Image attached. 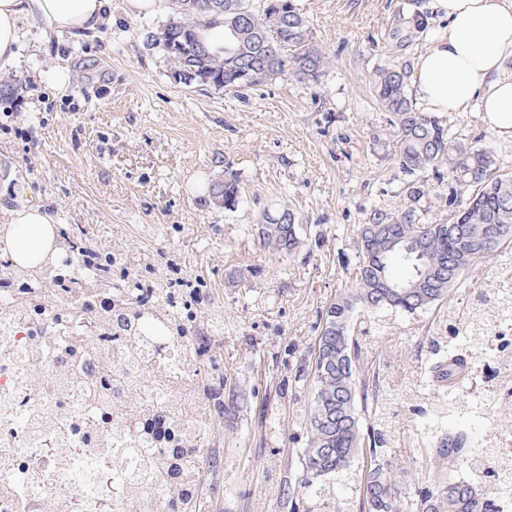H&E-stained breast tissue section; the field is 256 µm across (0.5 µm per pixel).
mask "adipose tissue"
<instances>
[{
    "instance_id": "obj_1",
    "label": "adipose tissue",
    "mask_w": 512,
    "mask_h": 512,
    "mask_svg": "<svg viewBox=\"0 0 512 512\" xmlns=\"http://www.w3.org/2000/svg\"><path fill=\"white\" fill-rule=\"evenodd\" d=\"M444 25L413 64L412 93L431 113L481 112L495 134L512 138V0H437ZM111 0H0V72L17 61L18 28L36 17L47 33H86L106 19ZM0 240L14 264L35 265L56 250L53 219L18 202Z\"/></svg>"
}]
</instances>
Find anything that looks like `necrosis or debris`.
<instances>
[{"mask_svg": "<svg viewBox=\"0 0 512 512\" xmlns=\"http://www.w3.org/2000/svg\"><path fill=\"white\" fill-rule=\"evenodd\" d=\"M35 335L43 348L31 359L27 349ZM61 343L50 319L0 317V512H18L20 496L38 499L48 490L54 498L45 512H167L156 488L131 492L137 473L118 469L111 449L90 445L77 425L104 412L126 420L174 406L176 398L191 396V372L170 356L161 385L150 364L117 359L120 387L92 405L71 380L81 366L63 371ZM32 371L39 385L29 382Z\"/></svg>", "mask_w": 512, "mask_h": 512, "instance_id": "necrosis-or-debris-1", "label": "necrosis or debris"}]
</instances>
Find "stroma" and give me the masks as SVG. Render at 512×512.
Instances as JSON below:
<instances>
[{
  "mask_svg": "<svg viewBox=\"0 0 512 512\" xmlns=\"http://www.w3.org/2000/svg\"><path fill=\"white\" fill-rule=\"evenodd\" d=\"M326 58L315 83L295 77L243 93L172 79L144 44L166 8L145 15L112 0L96 31L46 36L41 20L19 25L18 61L0 76V201L29 199L58 224H79L122 250L129 263H180L203 283L194 332L210 337L222 402L206 432L197 512H295L305 503L294 455L307 442L311 366L320 318L353 286L357 229L376 207L404 198L392 156L394 128L372 96L377 67L411 70L440 25L435 0H297ZM69 75L64 91L51 71ZM455 141L512 162V140L480 113L442 115ZM231 172L235 211L206 189ZM299 217L302 246L263 247L255 225L267 204ZM436 308L381 309L363 325L378 342L368 368L416 374ZM396 390L389 413L398 443L387 456L403 487L434 479L422 418ZM357 458L327 478L338 512H356L369 465Z\"/></svg>",
  "mask_w": 512,
  "mask_h": 512,
  "instance_id": "35a3bbf8",
  "label": "stroma"
}]
</instances>
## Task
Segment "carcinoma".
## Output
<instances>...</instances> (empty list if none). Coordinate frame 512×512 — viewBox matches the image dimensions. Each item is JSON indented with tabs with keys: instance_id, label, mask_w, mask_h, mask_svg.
Listing matches in <instances>:
<instances>
[{
	"instance_id": "cac0c4a2",
	"label": "carcinoma",
	"mask_w": 512,
	"mask_h": 512,
	"mask_svg": "<svg viewBox=\"0 0 512 512\" xmlns=\"http://www.w3.org/2000/svg\"><path fill=\"white\" fill-rule=\"evenodd\" d=\"M168 23L145 33L146 45L162 53L173 74L193 73L191 83L240 93L288 75L317 81L326 61L313 42L308 18L296 0H166ZM224 16V53L200 47L197 32ZM407 72L396 66L375 70L378 108L392 116L393 158L403 176L405 205L375 208L357 230L359 262L356 287L327 307L316 348L336 358L332 371H313V395L306 411V446L297 454L304 486L336 475L360 455L370 456L360 486L362 512H503L512 501V412H499L493 425L475 435L468 426L433 436L431 455L440 478L432 485L402 494L384 458L391 453L396 428L386 412L392 396L391 379L362 373L370 347L351 330L358 311L390 308L409 313L447 306L429 338L430 356L419 381V412L430 396L424 387L438 386L453 394L465 378L481 385V394L512 397V172H501L494 153L466 147L448 136L438 118L418 111L408 96ZM432 172L431 183L422 174ZM448 182V193L435 185ZM434 195L448 207V221L420 222L422 200ZM209 200L234 211L240 190L234 175L216 179ZM257 235L269 249L293 254L300 247L297 216L287 205L263 207ZM67 264H56L41 280L34 270L18 267L0 278V294L11 314L28 318L47 315L45 297L65 298L71 306L59 310L63 323L79 330L68 335L60 351L70 365L87 355L84 337L113 340L122 357L148 362L145 346L161 350L169 339L182 343L184 359L197 371L193 393L210 394L212 385L199 374L205 346L190 337L192 325L167 311L198 302L202 285L174 287L157 275L150 262L135 276L115 259L108 245L83 228L66 227L58 235ZM499 257L493 286L477 292L459 307L449 300L463 277L487 255ZM83 382L99 397L112 391L108 370L89 372ZM372 419L363 427V416ZM167 417L163 448L154 458L139 460L133 451L119 456L122 467H140L139 478H161L168 502L182 509L196 484L184 466L185 437L173 409H160L142 418ZM464 464L472 480H456L451 471Z\"/></svg>"
}]
</instances>
